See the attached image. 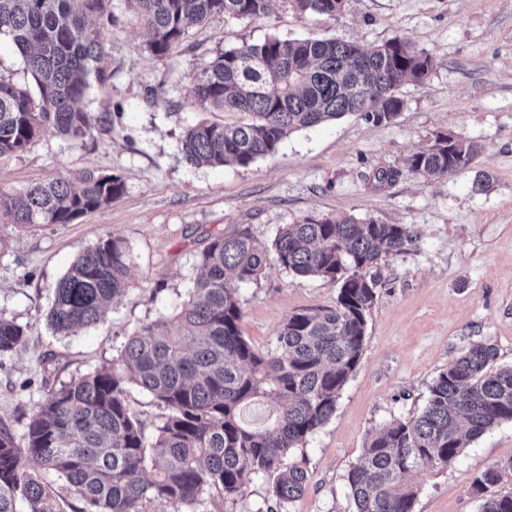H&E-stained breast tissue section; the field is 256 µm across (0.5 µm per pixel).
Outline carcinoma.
Instances as JSON below:
<instances>
[{
  "label": "carcinoma",
  "mask_w": 512,
  "mask_h": 512,
  "mask_svg": "<svg viewBox=\"0 0 512 512\" xmlns=\"http://www.w3.org/2000/svg\"><path fill=\"white\" fill-rule=\"evenodd\" d=\"M105 0H0V35L8 36L36 89L0 74V158L23 152L53 132L79 140L100 118L80 103L89 66L104 41L91 17ZM150 35L149 50L166 57L189 28L215 14L262 20L280 7L334 16L348 0H126ZM433 59L394 38L371 49L337 39L276 36L217 53L194 76V100L210 112H242V123L201 121L179 140L192 167H247L273 153L300 129L362 113L382 123L401 108V89L423 82ZM478 144L439 131L412 154L407 169L426 180L470 167ZM114 174L89 171L73 180L53 177L18 193L0 190V224H72L122 196ZM414 241L407 224H381L345 213L287 224L272 249L239 224L211 239L194 288L180 311L142 326L112 362L50 384L26 425L25 445L0 425V512H147L161 501L170 512H198L203 495L236 494L252 476L273 477L279 504L297 499L306 473L285 466L329 421L356 370L384 254ZM299 276L336 285L333 307L294 311L268 348L252 345L240 328L238 290L258 281L270 262ZM127 255L109 236L76 256L53 286L45 313L56 333L100 322L109 303L128 291ZM26 327L0 316V356L25 347ZM497 349L474 342L429 387L422 411L371 435L347 474L354 512H413L410 478L446 468L488 429L512 422V367L496 365ZM133 384L166 414L153 434L130 408ZM267 401L275 416L259 427L243 410ZM512 476V460L488 467L473 481L481 512H512V494L488 491Z\"/></svg>",
  "instance_id": "1"
}]
</instances>
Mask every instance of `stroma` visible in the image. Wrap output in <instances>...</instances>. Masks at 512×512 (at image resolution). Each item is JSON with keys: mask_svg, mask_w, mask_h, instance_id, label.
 I'll return each instance as SVG.
<instances>
[{"mask_svg": "<svg viewBox=\"0 0 512 512\" xmlns=\"http://www.w3.org/2000/svg\"><path fill=\"white\" fill-rule=\"evenodd\" d=\"M111 19L93 18L105 54L89 75L85 111L92 132L66 141L51 133L0 159V189L19 191L49 177L114 173L123 195L71 224H0V314L26 325L25 349L0 357V422L16 440L44 396L47 357L69 381L111 362L126 338L187 300L211 238L231 225L268 244L279 228L347 212L407 224L411 245L382 257L363 354L331 419L285 462L306 473L303 494L280 505L272 478L252 477L208 512H352L346 476L368 436L392 419L419 414L435 377L470 343L486 341L498 364L512 365V0H349L333 17L288 9L263 20L213 16L182 46L157 59L125 0ZM274 34L336 38L373 47L402 38L433 57L421 84L402 88L390 121L360 114L302 129L250 166L193 168L179 150L200 121L236 123L237 112L195 105L193 75L225 48ZM447 131L480 147L470 168L427 181L406 172L409 157ZM399 169L377 189L378 168ZM489 181L473 187L477 173ZM123 241L129 289L104 320L53 335L43 314L55 282L76 255L107 236ZM241 331L269 347L291 312L336 302L338 289L314 276L267 266L239 288ZM512 459V423L487 430L447 468L417 473L414 512H480L474 478Z\"/></svg>", "mask_w": 512, "mask_h": 512, "instance_id": "1", "label": "stroma"}]
</instances>
